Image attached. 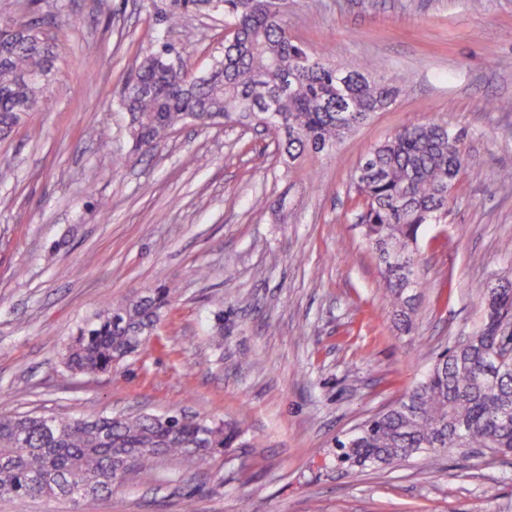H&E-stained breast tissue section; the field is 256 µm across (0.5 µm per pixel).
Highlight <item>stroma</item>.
<instances>
[{
  "label": "stroma",
  "instance_id": "1",
  "mask_svg": "<svg viewBox=\"0 0 512 512\" xmlns=\"http://www.w3.org/2000/svg\"><path fill=\"white\" fill-rule=\"evenodd\" d=\"M169 8L0 0V18L54 16L60 48L49 107L23 118L40 138L0 141V415L200 413L240 435L200 468L165 458L149 483L129 474L108 494L23 508L2 498L0 512H512V456L363 470L336 446L471 333L487 282L512 274V196L495 189L512 170V112L494 106L512 99V0H289L296 41L401 89L335 150L296 161L238 123L188 124L133 153L118 101L142 56L168 43L199 74L224 47L222 13L172 28ZM441 118L465 131L472 163L445 220L421 230L406 329L347 190L371 146ZM158 287L175 297L158 345L110 374L66 372L80 325Z\"/></svg>",
  "mask_w": 512,
  "mask_h": 512
}]
</instances>
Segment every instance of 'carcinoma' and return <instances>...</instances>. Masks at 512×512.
I'll return each mask as SVG.
<instances>
[{"mask_svg":"<svg viewBox=\"0 0 512 512\" xmlns=\"http://www.w3.org/2000/svg\"><path fill=\"white\" fill-rule=\"evenodd\" d=\"M224 26L236 37L202 75L176 69L164 44L147 54L126 82L119 105L132 117L134 148L151 149L177 126L201 127L221 119L254 124L267 104L277 117L271 134L295 161L328 152L399 92L390 79L346 71L331 52H310L288 29L285 0H222ZM214 0H171L170 26ZM43 18L0 21V139L23 115L45 106V89L58 60L54 35ZM469 164L464 135L444 120L412 122L367 150L351 176L348 195L359 211L363 238L384 264L387 297L409 325L402 272L389 258L419 270V231L448 208V190ZM172 290L148 288L107 304L81 326L64 353L74 375L110 372L139 355L171 305ZM239 431L206 416L170 415L162 424L149 413L59 416L24 413L0 417V497L24 504L39 497H69L78 483L109 493L133 472L153 480L162 457L204 463L233 447ZM343 458L359 466H389L424 456L431 468L444 448H486L512 454V280L488 299L483 322L469 343L441 354L426 375L397 401L337 440Z\"/></svg>","mask_w":512,"mask_h":512,"instance_id":"1","label":"carcinoma"}]
</instances>
